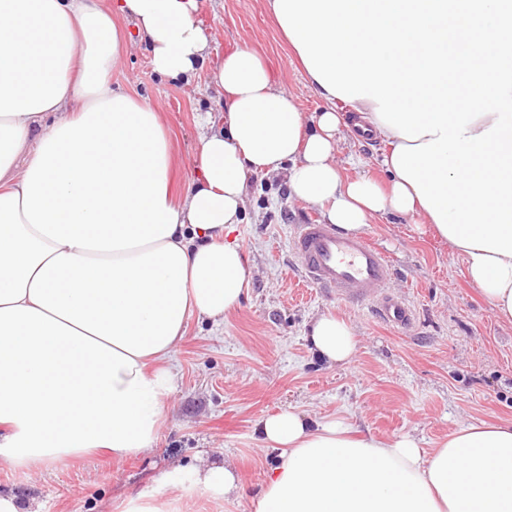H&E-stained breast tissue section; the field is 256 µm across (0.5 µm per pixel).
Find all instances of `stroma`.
<instances>
[{
  "label": "stroma",
  "mask_w": 512,
  "mask_h": 512,
  "mask_svg": "<svg viewBox=\"0 0 512 512\" xmlns=\"http://www.w3.org/2000/svg\"><path fill=\"white\" fill-rule=\"evenodd\" d=\"M210 40L198 87L159 78L145 45H131L112 70V85L162 112L172 131V184L182 192L195 175L198 117H219L213 87L224 55L245 45L266 59L300 111L328 104L305 73L266 8L265 0H201L196 17ZM386 144L347 137L337 154L359 157L360 170L385 180ZM237 237L251 280L240 306L220 325L191 320L171 365L176 375L167 417L156 443L134 458L107 453L73 457L28 469L0 463V495L15 497L19 512H121L132 499L166 503L167 512H256L255 501L276 452L265 447L256 421L293 407L313 418L343 416L364 433L411 434L430 449L458 426L512 424V324L499 321L468 281L460 257L410 217H372L363 233L390 256L394 291L406 293L414 322L395 329L370 307L336 301L304 284L289 250L292 225L320 218L319 209L290 195L285 175L251 177ZM347 319L358 346L346 364L329 366L307 339L325 312ZM225 460L242 489L230 499L208 497L193 481L173 486L166 475L201 460Z\"/></svg>",
  "instance_id": "obj_1"
}]
</instances>
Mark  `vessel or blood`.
Here are the masks:
<instances>
[{"instance_id": "vessel-or-blood-1", "label": "vessel or blood", "mask_w": 512, "mask_h": 512, "mask_svg": "<svg viewBox=\"0 0 512 512\" xmlns=\"http://www.w3.org/2000/svg\"><path fill=\"white\" fill-rule=\"evenodd\" d=\"M289 246L302 260L306 283L336 300L369 305L391 327L412 325L410 301L390 288L394 269L389 255L367 237L343 235L333 225L310 219L294 226Z\"/></svg>"}]
</instances>
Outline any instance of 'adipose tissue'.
<instances>
[{
  "label": "adipose tissue",
  "mask_w": 512,
  "mask_h": 512,
  "mask_svg": "<svg viewBox=\"0 0 512 512\" xmlns=\"http://www.w3.org/2000/svg\"><path fill=\"white\" fill-rule=\"evenodd\" d=\"M266 7L329 108L306 117L258 52L235 47L215 71L224 119L204 117L178 195L160 112L110 75L124 19L155 74L196 83L199 0H0V461L154 443L189 321L220 324L247 292L234 232L255 174L286 173L344 234L381 214L418 219L512 323V0ZM485 82L495 93L475 102ZM339 101L389 146L387 183L342 174ZM309 341L330 364L357 349L331 313ZM256 431L278 452L256 512H512V425L462 426L429 451L289 408ZM192 476L214 497L240 490L227 464Z\"/></svg>",
  "instance_id": "ef3b65f1"
}]
</instances>
